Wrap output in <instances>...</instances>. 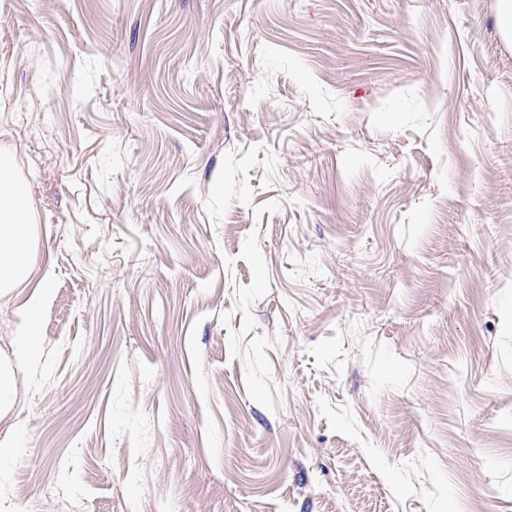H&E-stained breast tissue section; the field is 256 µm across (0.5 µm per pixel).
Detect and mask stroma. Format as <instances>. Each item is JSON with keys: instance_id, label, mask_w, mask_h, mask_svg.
Returning <instances> with one entry per match:
<instances>
[{"instance_id": "stroma-1", "label": "stroma", "mask_w": 512, "mask_h": 512, "mask_svg": "<svg viewBox=\"0 0 512 512\" xmlns=\"http://www.w3.org/2000/svg\"><path fill=\"white\" fill-rule=\"evenodd\" d=\"M1 147L18 512H512L498 0H0ZM25 182L9 151H0V297L9 296L32 278L37 239ZM13 355L18 366L34 369L39 366L43 358V351L39 340L38 323L31 311H26L22 323L16 330L13 340Z\"/></svg>"}]
</instances>
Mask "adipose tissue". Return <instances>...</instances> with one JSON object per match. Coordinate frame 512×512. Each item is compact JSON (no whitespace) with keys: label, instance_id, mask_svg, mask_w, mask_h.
Listing matches in <instances>:
<instances>
[{"label":"adipose tissue","instance_id":"ef3b65f1","mask_svg":"<svg viewBox=\"0 0 512 512\" xmlns=\"http://www.w3.org/2000/svg\"><path fill=\"white\" fill-rule=\"evenodd\" d=\"M34 214L23 179L10 152L0 151V297L9 296L37 272L34 255L37 239ZM13 361L0 364V416L12 408L9 390L13 369H34L43 358L38 323L33 313H25L13 340Z\"/></svg>","mask_w":512,"mask_h":512}]
</instances>
